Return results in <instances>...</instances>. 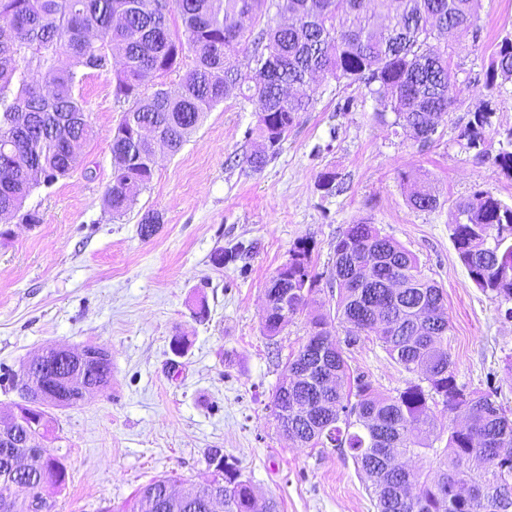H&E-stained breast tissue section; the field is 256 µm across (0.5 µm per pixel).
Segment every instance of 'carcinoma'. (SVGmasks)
<instances>
[{
	"mask_svg": "<svg viewBox=\"0 0 512 512\" xmlns=\"http://www.w3.org/2000/svg\"><path fill=\"white\" fill-rule=\"evenodd\" d=\"M477 0H0V212H21L34 187L50 186L67 176L76 162L71 143L90 139L80 84L88 73L105 71L100 42L119 51L113 71L115 94L132 101L136 120L123 118L112 132V181L104 193L115 214L127 212L153 175L154 142L137 138L145 123L169 152L181 150L205 114L231 91L258 105V120L246 135L261 139L246 158L263 169L313 96L306 92L314 74L365 86L379 102V116L394 114L393 124L425 146L428 127L453 104L448 47L438 39L436 20L479 37ZM287 19L262 21L270 9ZM178 15L183 31L169 26ZM251 24L244 25V20ZM249 56L248 74L237 56ZM194 65L180 84L161 83L151 94L142 88L178 67L185 54ZM512 82V38H504L491 62L487 82ZM494 110L484 105L460 134L466 148L483 144ZM408 201L432 210L439 199L414 187ZM452 239L470 280L500 303H512V205L488 190L455 205ZM330 282L338 290L336 319L346 325L345 344L361 335L375 336L382 348L416 382L384 393L365 376H351L339 342L327 329L328 316L309 320L308 336L288 356L284 370L297 374L282 393L275 387L272 412L288 406V440L301 447L347 448L371 482L377 512H512V417L494 394L458 390L448 352L450 320L443 289L424 276L410 250L380 233L373 224H351L336 242ZM288 297V314L273 306L263 318L264 335L272 339L285 324L314 303L319 276L312 273L310 247L299 242L277 271ZM402 288L392 292L390 281ZM336 393V407H316L324 381L320 373L302 377L319 357ZM45 397L29 401L26 437L45 452L46 482L35 491L12 475L0 459V512H31L30 500L53 495L66 483V466L46 448L53 433L51 408L77 406L82 387L106 390L112 379L108 354L87 346L86 359L69 366L67 379L45 363L36 369ZM67 403L56 402L60 388ZM465 410L466 425L448 424L446 448L433 475L401 473L399 456L419 455L423 437L436 430L432 406ZM477 448L484 465L472 468L468 456ZM221 509L209 512H254L256 493L237 463L227 464ZM171 479H153L140 488L122 512H142L146 491Z\"/></svg>",
	"mask_w": 512,
	"mask_h": 512,
	"instance_id": "cac0c4a2",
	"label": "carcinoma"
}]
</instances>
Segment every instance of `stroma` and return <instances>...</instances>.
Here are the masks:
<instances>
[{
	"instance_id": "35a3bbf8",
	"label": "stroma",
	"mask_w": 512,
	"mask_h": 512,
	"mask_svg": "<svg viewBox=\"0 0 512 512\" xmlns=\"http://www.w3.org/2000/svg\"><path fill=\"white\" fill-rule=\"evenodd\" d=\"M479 38L447 40L454 103L428 145L380 120L377 102L359 84L317 77L314 105L300 113L262 171L245 158L256 103L227 96L175 154L158 149L153 178L125 214L103 201L112 180V131L129 109L112 76L95 72L81 85L94 129L71 173L34 190L25 202L38 223L11 221L0 239V411L20 395L4 379L47 346L93 344L112 360L108 389L54 410L50 448L68 472L56 512H118L150 480L177 475L186 487L207 483L209 449L238 463L280 512H375L371 483L345 448L288 441L271 411L288 355L310 329L293 317L275 338L263 334L265 288L299 241L312 249L321 277L315 299L334 314L328 277L334 248L349 225L367 222L411 250L423 274L444 290L452 325L448 351L458 384L496 389L512 410V319L476 288L451 238L454 206L477 190L512 203V177L495 159L512 130V82L487 85L503 38L512 37V0H479ZM352 107H345V100ZM496 110L481 149H466L460 132L481 102ZM332 172L339 186H317ZM432 188L433 210L408 202V181ZM156 215L155 234L138 226ZM240 248L215 267L220 248ZM205 304V318L195 314ZM190 346L173 355L169 342ZM352 375L385 392L412 381L374 337L346 348Z\"/></svg>"
}]
</instances>
